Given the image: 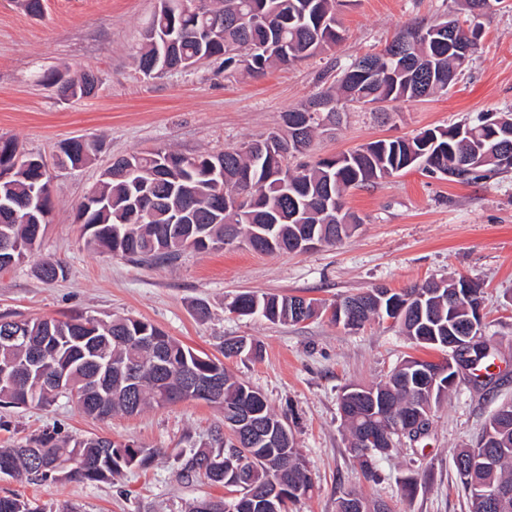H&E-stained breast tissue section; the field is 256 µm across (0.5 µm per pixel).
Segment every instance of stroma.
<instances>
[{"label":"stroma","instance_id":"35a3bbf8","mask_svg":"<svg viewBox=\"0 0 512 512\" xmlns=\"http://www.w3.org/2000/svg\"><path fill=\"white\" fill-rule=\"evenodd\" d=\"M157 6V0H43L35 16L24 0H0V137L15 139L46 164L54 209L36 256L66 271L53 283L37 277L34 261L0 271V315L131 316L212 357L220 356L226 339L255 341L257 356L228 358L224 365L287 418L308 462L314 487L293 512H336V499L347 490L384 500L391 512H469L453 454L474 446L498 405L512 400V171L460 183L413 167L350 190L346 206L360 224L342 242L306 252L261 254L233 245L142 264L88 249L76 222L79 203L114 158L154 148L218 153L280 128L283 112L331 85L338 68L380 50L400 31L442 19L455 10L454 0H349L339 9L341 42L317 57L257 76L211 60L147 78L135 55ZM86 71L98 77L89 98L60 99L45 83L50 73L76 80ZM490 112H512V0H500L483 17L469 63L447 91L388 105L382 113L350 108L333 135L317 140L315 152L338 154L378 139L473 124ZM73 138L97 142L98 150L84 168L64 171L57 166L58 146ZM458 275L482 285L496 378L450 392L434 407L426 436L377 458L375 483L364 478L349 449L339 411L343 389L379 382L407 357L436 361L441 352L413 344L386 320L349 332L327 313L273 324L228 310L243 292L330 305L377 285L398 292ZM201 302L208 318L196 314ZM0 418L10 422L0 429V447L57 425L72 435L97 434L155 452L148 465L109 482L46 487L0 475V496L19 494L53 512L65 504L77 512H190L198 501L228 494L181 474L192 447L223 425L216 405L189 400L98 421L62 397L46 407L0 406ZM409 476L418 479L410 499L402 491Z\"/></svg>","mask_w":512,"mask_h":512}]
</instances>
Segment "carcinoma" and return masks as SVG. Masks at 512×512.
Returning <instances> with one entry per match:
<instances>
[{"instance_id": "carcinoma-1", "label": "carcinoma", "mask_w": 512, "mask_h": 512, "mask_svg": "<svg viewBox=\"0 0 512 512\" xmlns=\"http://www.w3.org/2000/svg\"><path fill=\"white\" fill-rule=\"evenodd\" d=\"M467 14L468 27L455 24L448 29L444 19L429 26L418 24L398 33L383 50L368 53L352 62L337 76L336 89L320 92L312 100L326 104L311 126L297 129L300 106L283 115L282 128L261 140L228 147L218 154L184 155L156 150L133 153L116 159L112 176L100 181L103 204L94 209L87 224L88 243L114 255L136 261L167 259L186 249L218 250L225 239L240 234L250 240L249 248L260 253L292 252L293 241L315 237L318 243L334 244L348 234L360 218L346 208L345 194L392 176L414 165L429 174H441L457 182L485 178L492 171L512 169V113L502 112L492 120L474 125L428 129L415 137L379 139L339 156L305 160L312 151L318 131H329L340 123L341 114L353 103H400L433 96L448 87L462 69L456 48L476 43L479 18L491 0H456ZM191 14L176 7L154 14L150 28L155 37H145L136 53L142 74L152 64L184 68L210 59L224 58V68L242 66L252 75L311 57L336 45L340 23L336 16L339 0H187ZM242 13L261 18L248 28L236 22ZM224 15V27L212 37L197 33L213 16ZM96 85L72 80L63 88L64 97L82 99L94 94ZM96 150L93 143L72 140L65 153L70 167L85 164ZM27 155L17 141L0 138V165L15 154ZM133 162L137 173L124 175V165ZM45 167L19 165L4 181L0 199L14 203L16 218L4 223L0 215V249L18 243L24 260L35 256L37 225L23 223L22 205L43 175ZM270 225L280 245L270 248L252 232ZM38 276L53 281L64 276L61 264L41 260ZM364 294L345 297L332 309L342 310V321L357 330L372 320L396 319L410 339L424 348L448 349V337L463 327L468 310L481 304V291L465 287V278H452L400 292L378 290L362 314L347 305ZM306 305V318L319 307L291 295L242 294L229 304L244 315L259 314L271 323H299L295 307ZM23 326L25 346L0 340V368L6 367L13 382L0 381V403L19 407L47 406L60 396L76 400L85 414L106 419L116 413L132 415L145 408L173 404L192 398L187 392L192 377L223 380L222 391L210 402L224 408L230 420L247 410L264 429L276 428L284 418L276 414L260 391L230 374L224 363L183 345L159 326L145 320L106 316L91 318L77 313L64 319L0 317V337L5 329ZM491 347L482 341L465 360V381L478 383V371L491 365ZM100 357L111 364V374L98 376L91 360ZM429 361L410 357L397 366L388 379L368 387L354 386L344 423L350 434V450L364 477L377 478L372 454H386L406 438L415 442L429 427L407 431L397 423L410 416L420 403ZM65 372L64 385L76 394L56 390L49 382L51 372ZM111 395L102 410L99 394ZM380 399L385 419L369 413L371 397ZM390 430L384 448H359L356 442L367 428ZM490 439L480 437L477 448L496 456L488 470L476 469L471 481L461 482L469 496L471 512H489L483 491L503 488L511 493L499 512H512V417L491 424ZM236 454L238 472L224 470L222 457ZM154 452L133 443H116L99 435L78 437L44 429L30 435L25 445L0 448V474L12 471L16 479L39 485L61 481L107 482L123 470L143 467ZM85 464L71 474V461ZM186 477H203L236 493L231 498L198 502L192 512H289L313 488L307 462L296 444L256 443L226 439L218 432L212 442L195 451L184 463ZM277 484L280 493L265 498L259 490ZM0 512H46L16 494L0 496ZM336 512H391L381 501L370 511L365 499L348 491L336 499Z\"/></svg>"}]
</instances>
